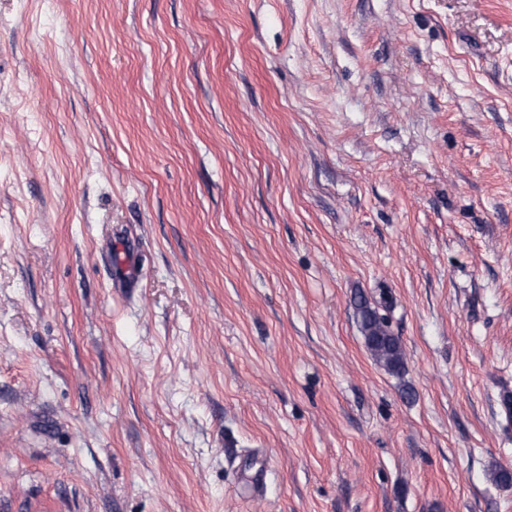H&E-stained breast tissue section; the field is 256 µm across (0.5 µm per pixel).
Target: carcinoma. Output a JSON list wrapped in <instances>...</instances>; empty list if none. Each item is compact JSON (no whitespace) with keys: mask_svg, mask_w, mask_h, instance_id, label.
Masks as SVG:
<instances>
[{"mask_svg":"<svg viewBox=\"0 0 512 512\" xmlns=\"http://www.w3.org/2000/svg\"><path fill=\"white\" fill-rule=\"evenodd\" d=\"M356 313L364 343L375 360L391 373H402L405 354L399 338L390 331L388 319L362 296L356 302Z\"/></svg>","mask_w":512,"mask_h":512,"instance_id":"obj_1","label":"carcinoma"}]
</instances>
